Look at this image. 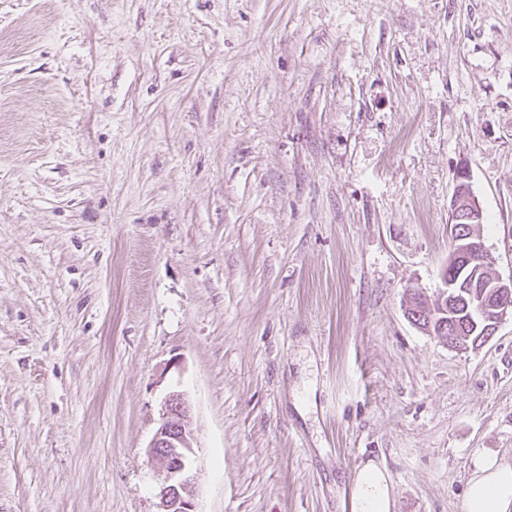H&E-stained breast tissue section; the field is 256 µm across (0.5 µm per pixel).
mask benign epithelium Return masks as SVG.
<instances>
[{
    "label": "benign epithelium",
    "instance_id": "7a95c632",
    "mask_svg": "<svg viewBox=\"0 0 512 512\" xmlns=\"http://www.w3.org/2000/svg\"><path fill=\"white\" fill-rule=\"evenodd\" d=\"M449 209L455 220H466L472 224L483 217L478 199L471 196L452 195ZM490 259L488 250L479 238L465 240L454 237V250L449 263L450 274L460 271L477 275ZM448 274V275H450ZM443 275L444 288L439 292L440 322L446 323L448 296L455 295L457 280ZM481 295L476 297L474 307L477 315L486 323L485 334L493 336L498 325L512 315V279L505 281L498 275L480 279ZM193 435L190 428V405L180 392L169 394L160 409L158 425L146 452L163 473L157 493V512H196L189 498V487L194 479Z\"/></svg>",
    "mask_w": 512,
    "mask_h": 512
}]
</instances>
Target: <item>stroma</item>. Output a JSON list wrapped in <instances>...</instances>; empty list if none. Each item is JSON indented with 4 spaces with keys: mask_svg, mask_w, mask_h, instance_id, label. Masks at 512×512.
Wrapping results in <instances>:
<instances>
[{
    "mask_svg": "<svg viewBox=\"0 0 512 512\" xmlns=\"http://www.w3.org/2000/svg\"><path fill=\"white\" fill-rule=\"evenodd\" d=\"M466 170L512 277V0H0V512H463L512 461V317L435 299ZM157 424L146 449L163 473L156 512H197L188 494L194 479V448L190 405L183 393L165 398ZM351 483V512H392L394 486L383 464L368 459L354 469Z\"/></svg>",
    "mask_w": 512,
    "mask_h": 512,
    "instance_id": "obj_1",
    "label": "stroma"
}]
</instances>
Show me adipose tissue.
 I'll return each mask as SVG.
<instances>
[{
	"mask_svg": "<svg viewBox=\"0 0 512 512\" xmlns=\"http://www.w3.org/2000/svg\"><path fill=\"white\" fill-rule=\"evenodd\" d=\"M351 512H392L394 486L387 468L368 459L351 478ZM464 512H512V463L484 457L476 460L466 483Z\"/></svg>",
	"mask_w": 512,
	"mask_h": 512,
	"instance_id": "obj_1",
	"label": "adipose tissue"
}]
</instances>
